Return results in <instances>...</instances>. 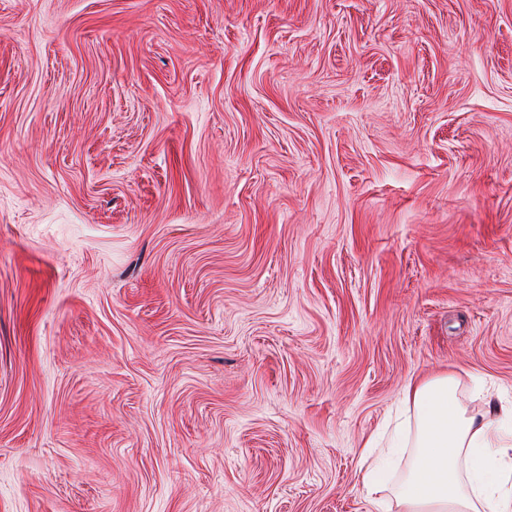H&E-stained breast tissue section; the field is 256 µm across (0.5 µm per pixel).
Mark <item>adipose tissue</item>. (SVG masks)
Returning a JSON list of instances; mask_svg holds the SVG:
<instances>
[{
  "mask_svg": "<svg viewBox=\"0 0 512 512\" xmlns=\"http://www.w3.org/2000/svg\"><path fill=\"white\" fill-rule=\"evenodd\" d=\"M450 375L408 384L416 412L411 466L397 487L390 461L369 466L362 482L372 504L394 490L402 512H512V411L474 415Z\"/></svg>",
  "mask_w": 512,
  "mask_h": 512,
  "instance_id": "1",
  "label": "adipose tissue"
}]
</instances>
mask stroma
<instances>
[{"label":"stroma","instance_id":"1","mask_svg":"<svg viewBox=\"0 0 512 512\" xmlns=\"http://www.w3.org/2000/svg\"><path fill=\"white\" fill-rule=\"evenodd\" d=\"M445 374L512 403V0H0V512H377ZM391 457L387 460L369 466L363 473L362 482L367 491V496L376 507H383L384 492L389 489V468L391 467Z\"/></svg>","mask_w":512,"mask_h":512}]
</instances>
